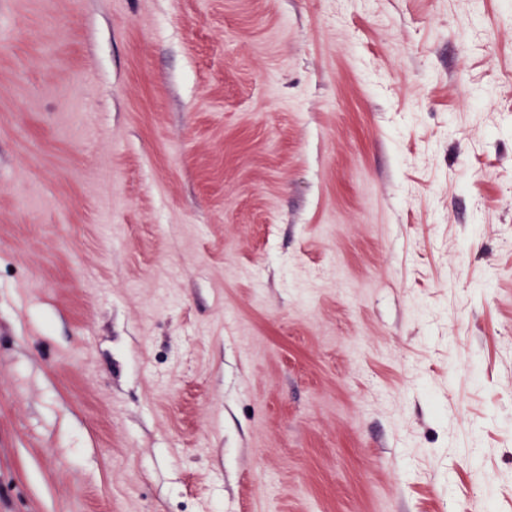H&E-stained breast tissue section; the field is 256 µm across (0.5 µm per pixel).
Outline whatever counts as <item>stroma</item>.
Wrapping results in <instances>:
<instances>
[{"mask_svg":"<svg viewBox=\"0 0 512 512\" xmlns=\"http://www.w3.org/2000/svg\"><path fill=\"white\" fill-rule=\"evenodd\" d=\"M509 238L501 0H0V512H512Z\"/></svg>","mask_w":512,"mask_h":512,"instance_id":"stroma-1","label":"stroma"}]
</instances>
